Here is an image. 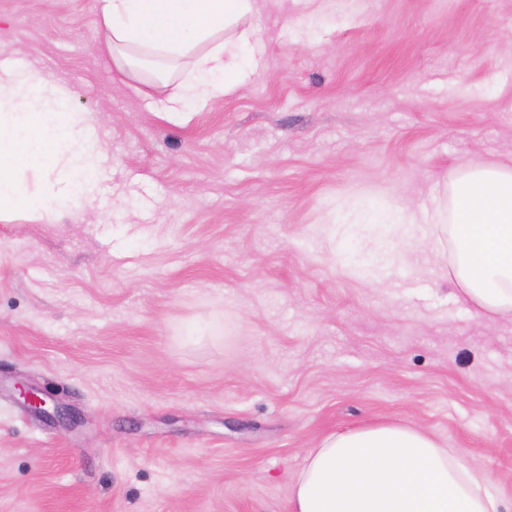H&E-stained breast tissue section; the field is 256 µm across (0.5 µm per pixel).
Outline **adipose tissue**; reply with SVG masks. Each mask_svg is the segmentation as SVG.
I'll return each instance as SVG.
<instances>
[{
	"label": "adipose tissue",
	"instance_id": "1",
	"mask_svg": "<svg viewBox=\"0 0 512 512\" xmlns=\"http://www.w3.org/2000/svg\"><path fill=\"white\" fill-rule=\"evenodd\" d=\"M257 0H99L103 47L119 74L167 82L190 59L163 112H191L232 95L261 66ZM458 301L512 316V161L470 162L448 176ZM292 512H502L479 466L424 432L380 425L332 434L306 451Z\"/></svg>",
	"mask_w": 512,
	"mask_h": 512
}]
</instances>
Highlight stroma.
<instances>
[{
    "mask_svg": "<svg viewBox=\"0 0 512 512\" xmlns=\"http://www.w3.org/2000/svg\"><path fill=\"white\" fill-rule=\"evenodd\" d=\"M97 10L0 0V53L112 166L57 223L0 219V512H291L306 449L381 424L512 512V320L456 301L445 222L450 169L512 158V0H259L263 67L181 113ZM404 202L434 221L384 252L361 214ZM18 389L23 404L39 417L50 422L63 419L71 420V417L63 412L54 398L44 394L39 389L33 386H21Z\"/></svg>",
    "mask_w": 512,
    "mask_h": 512,
    "instance_id": "obj_1",
    "label": "stroma"
}]
</instances>
